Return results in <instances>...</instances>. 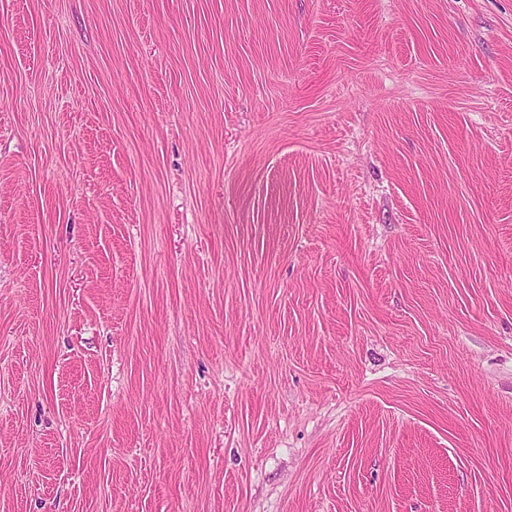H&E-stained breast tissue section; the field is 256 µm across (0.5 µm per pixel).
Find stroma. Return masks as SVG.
I'll use <instances>...</instances> for the list:
<instances>
[{"label": "stroma", "instance_id": "stroma-1", "mask_svg": "<svg viewBox=\"0 0 512 512\" xmlns=\"http://www.w3.org/2000/svg\"><path fill=\"white\" fill-rule=\"evenodd\" d=\"M0 512H512V0H0Z\"/></svg>", "mask_w": 512, "mask_h": 512}]
</instances>
